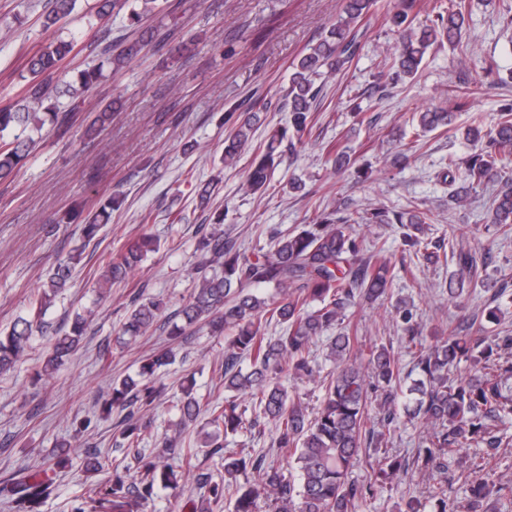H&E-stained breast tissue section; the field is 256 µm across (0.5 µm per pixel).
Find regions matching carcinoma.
<instances>
[{
    "mask_svg": "<svg viewBox=\"0 0 512 512\" xmlns=\"http://www.w3.org/2000/svg\"><path fill=\"white\" fill-rule=\"evenodd\" d=\"M76 0H51L44 15L47 29L68 17ZM372 0H344L342 13L328 29L325 37L292 63L288 87L289 125L275 131L269 139L256 146V157L246 177L245 189L255 193L270 183L274 170L285 152L293 150V134L307 131L312 121L313 105L323 85L316 80L324 74L345 71L360 48V22ZM418 0H394L390 21L399 34V44L391 53L388 77L397 83L415 77L425 54L435 45L459 40L466 21V0H449L448 6L433 3L430 24L418 29L414 25ZM128 9L127 27L136 36L122 34L112 38L107 32L102 53L112 71L119 72L139 58L153 45L160 46L174 35L168 28L162 32L140 33L143 23L161 13L160 0H98L97 16L110 10ZM73 43L62 39L37 50L28 60L24 96L15 105L0 108V133L14 131L13 138L0 142V179L10 177L18 165L39 145L33 133L41 132L45 122L56 130L69 128L73 107H62L51 100L50 80L58 73ZM103 76L102 67L83 71L78 83L66 87L65 94L82 100ZM239 115L233 131L225 140L224 166L236 165L241 151L253 139L258 113L250 108H236ZM453 113L425 110L417 113V126L426 133L451 124ZM483 119L472 117V126L465 139L476 145L465 162L463 182L456 183L460 162L448 157V169L441 178L455 185L449 196L454 204L467 202L474 184L499 178L500 189L494 196L490 223L505 238L512 237V176L501 172L503 160L512 157V107L500 111L494 127L482 131ZM122 200L112 197L93 213L83 226V237L89 241L98 236L111 221L112 210ZM435 223L429 210L395 211L384 206L339 215V210L322 211L313 222L298 232L275 231L268 249L247 257L237 241L213 229L199 240V258L191 271L193 288L189 300L177 312L182 325H174L171 341L177 342L186 329L205 324L215 333L227 336L224 350V390L231 396L224 404L209 409L207 425L212 431L200 443L205 457L224 458V480L213 481L203 471L194 448H178L176 440L166 438L162 450L152 456L134 455L136 476L130 468L112 467V475L89 485L87 496L73 512H138L155 493L156 485L176 489L179 479L193 481L205 490L206 505L191 506L190 512H208L209 504L223 498L230 500L231 512H257L260 501L269 503L273 512H353L355 504L374 497L385 480H399L408 471V463L391 459L369 477L359 481L352 471L365 448L381 442L382 434L367 426L369 404L378 402L383 426L395 428L399 423L397 407L411 421L419 418L432 426L425 446L418 450L415 462L427 470L443 471L448 460L479 439L485 444V455L471 459L469 471L480 472L489 465L500 437L488 431L486 421L512 416V393L506 382L512 378V363L503 362L482 367L465 379L448 377L462 359L473 358L482 340L468 334V328L448 324V337L427 343L423 329L411 308L396 305V318L406 347L416 350L418 378L401 390L402 368L394 353L385 346L371 351L368 367L357 362L358 336L344 324L347 309L356 298L377 301L388 293L393 279L390 262L377 253H366V246L356 224H402L424 232V225ZM405 242L414 256L432 257L429 249L441 244L410 234ZM157 249V241L144 236L109 257L106 270L98 281L108 288L135 271L147 253ZM80 255H71L57 263L39 289L30 315L18 318L10 331L0 334V373H6L28 356L33 327L41 322L51 298L68 288ZM451 260L459 275H471L477 267L476 252L460 248L451 251ZM273 288L272 296H260L256 288ZM161 315L160 303L138 297L123 326L122 335L130 344L144 335ZM276 322L283 333L269 337L263 325ZM89 325L88 318L78 315L68 331L54 338L46 355L42 372L50 374L66 364L78 349ZM327 360L334 365L329 377L323 379L322 401L313 414L300 398L288 393L283 381L290 376H314L310 359L314 340L330 329ZM175 360L173 348L153 352L142 359L136 376H126L112 385L111 396L104 400L103 411L110 414L117 408L124 412L120 445L138 447L148 427L144 414L159 397L156 386L158 372ZM181 430L194 424L203 404L191 384L182 386ZM247 401L259 415L271 421L276 431L275 443L281 456L287 458L289 472L267 461L264 454L223 457L220 438L236 435L243 428L254 429L258 420L246 421L242 401ZM179 456L173 465L170 456ZM105 458L98 450H86L83 469L87 473L104 470ZM449 481L436 480L432 499L434 512H457V502L448 496ZM54 491L50 478L38 473H17L0 485V498L12 512H28L32 504L48 498ZM490 488L480 480L472 487L473 500L469 512H484L483 501Z\"/></svg>",
    "mask_w": 512,
    "mask_h": 512,
    "instance_id": "carcinoma-1",
    "label": "carcinoma"
}]
</instances>
